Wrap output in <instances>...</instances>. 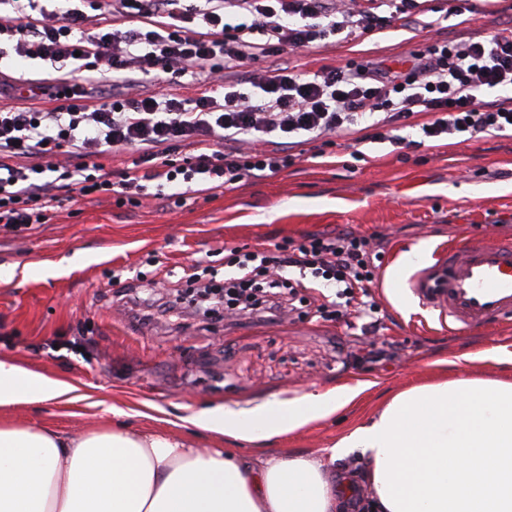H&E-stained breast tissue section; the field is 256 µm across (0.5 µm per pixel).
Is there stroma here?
I'll list each match as a JSON object with an SVG mask.
<instances>
[{"label":"stroma","instance_id":"1","mask_svg":"<svg viewBox=\"0 0 512 512\" xmlns=\"http://www.w3.org/2000/svg\"><path fill=\"white\" fill-rule=\"evenodd\" d=\"M443 10L433 29L388 26L345 46L322 43L288 53L302 72L373 55L402 66L413 50L445 36L479 37L512 19V0H469L467 20ZM50 64L0 60V108L23 106L15 78L54 76ZM142 207L74 196L50 211L33 233L0 232V360L71 385L75 401H29L0 407V421L81 434L118 425L168 431L201 448L226 440L188 422L201 409L276 405L316 389L367 383L343 410L265 446L266 455L302 451L339 472H363L352 449L331 460L338 439L376 417L393 393L423 383L436 362L493 348L512 352V326L454 333L422 312L404 292L413 271L401 257L429 255L460 230L482 237L486 227L512 239V136L478 137L412 152L398 160L392 145L327 148L297 158L265 178H246L210 199L175 205L171 187ZM348 229L372 238L380 267L374 318L336 319L315 313L336 290L298 289L295 308L273 320H217L186 308L181 318L143 320L132 298L150 282L189 285L200 266L233 277L229 251L288 245L307 234Z\"/></svg>","mask_w":512,"mask_h":512}]
</instances>
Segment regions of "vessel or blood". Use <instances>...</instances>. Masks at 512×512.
Returning a JSON list of instances; mask_svg holds the SVG:
<instances>
[{
	"label": "vessel or blood",
	"instance_id": "vessel-or-blood-1",
	"mask_svg": "<svg viewBox=\"0 0 512 512\" xmlns=\"http://www.w3.org/2000/svg\"><path fill=\"white\" fill-rule=\"evenodd\" d=\"M405 290L449 329L498 327L512 319V241L460 233L417 266Z\"/></svg>",
	"mask_w": 512,
	"mask_h": 512
}]
</instances>
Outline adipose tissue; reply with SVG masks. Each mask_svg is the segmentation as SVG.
<instances>
[{
    "instance_id": "ef3b65f1",
    "label": "adipose tissue",
    "mask_w": 512,
    "mask_h": 512,
    "mask_svg": "<svg viewBox=\"0 0 512 512\" xmlns=\"http://www.w3.org/2000/svg\"><path fill=\"white\" fill-rule=\"evenodd\" d=\"M65 382L0 360V406L51 402ZM359 388L312 391L277 406L194 414L200 429L264 442L326 418ZM361 449L372 512H512V380L461 377L394 395L331 453ZM354 473L291 453L205 451L167 432L0 425V512H339Z\"/></svg>"
}]
</instances>
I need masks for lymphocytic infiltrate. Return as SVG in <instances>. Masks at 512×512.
I'll return each mask as SVG.
<instances>
[{
  "label": "lymphocytic infiltrate",
  "instance_id": "f902f5d3",
  "mask_svg": "<svg viewBox=\"0 0 512 512\" xmlns=\"http://www.w3.org/2000/svg\"><path fill=\"white\" fill-rule=\"evenodd\" d=\"M426 0H0V58L55 68L43 90L54 105L0 110V229L45 223L71 191L111 194L141 206L150 183L175 186V200L211 197L254 172L292 162L276 143L335 141L369 123L370 140L398 159L461 136L512 130V23L480 40L443 38L413 51L403 67L372 57L323 66L310 75L282 63L332 39L353 42L387 23L418 24ZM238 24L227 23V15ZM195 71V97L157 93L93 101L104 76L129 86ZM419 124L421 137L400 136ZM142 149L139 166L105 171L96 158ZM237 278L209 277L192 291L215 318L280 316L298 280L336 286L345 307L366 310L377 280L368 237L317 234L276 251L231 249Z\"/></svg>",
  "mask_w": 512,
  "mask_h": 512
}]
</instances>
